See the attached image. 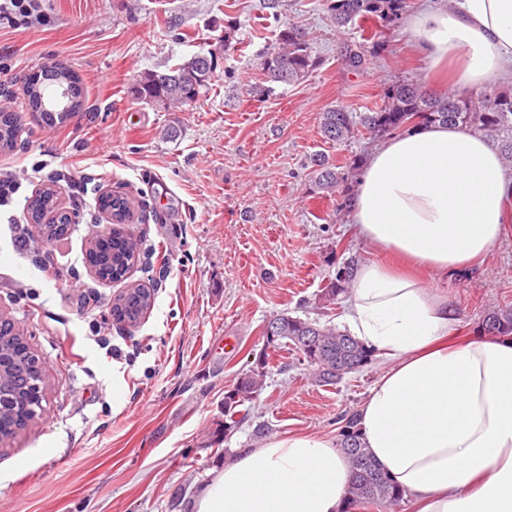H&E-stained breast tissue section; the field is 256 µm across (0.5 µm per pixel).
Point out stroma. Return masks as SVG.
Masks as SVG:
<instances>
[{
	"label": "stroma",
	"instance_id": "1",
	"mask_svg": "<svg viewBox=\"0 0 512 512\" xmlns=\"http://www.w3.org/2000/svg\"><path fill=\"white\" fill-rule=\"evenodd\" d=\"M46 9L48 25H0L9 93L0 109L16 112L20 127L15 148L0 152V174L23 177L47 153L56 169L90 174L89 192L127 193L136 201L127 229L144 256L126 279L99 283L85 252L108 216L72 206L58 182L74 221L59 271L80 283L60 292L0 220V317L24 331L48 381L43 415L0 442V512H192L226 454L274 437L338 439L340 416L358 410L380 376L376 359L320 387L280 349L246 422L225 449L210 445L224 393L263 348L268 320L286 312L344 329L343 305L321 309L316 295L344 262L371 257L339 197L314 192L310 159H364L374 144L326 142L320 112L364 111L403 79L430 90L427 67L403 19L362 69L345 68L361 30H338L326 0H46ZM289 23L306 29L318 66L258 94L260 58ZM212 48L218 68L191 104L167 109L129 95L140 72ZM55 63L79 76L86 110L48 127L24 108L23 85ZM138 284L152 290L150 309L137 324L114 321V299ZM448 291L461 336L478 335L485 312L512 306V199L501 242ZM227 337L235 351L216 353Z\"/></svg>",
	"mask_w": 512,
	"mask_h": 512
}]
</instances>
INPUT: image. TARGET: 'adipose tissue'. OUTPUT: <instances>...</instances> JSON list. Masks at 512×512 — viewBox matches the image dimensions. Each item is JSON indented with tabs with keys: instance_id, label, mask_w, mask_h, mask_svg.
Segmentation results:
<instances>
[{
	"instance_id": "adipose-tissue-1",
	"label": "adipose tissue",
	"mask_w": 512,
	"mask_h": 512,
	"mask_svg": "<svg viewBox=\"0 0 512 512\" xmlns=\"http://www.w3.org/2000/svg\"><path fill=\"white\" fill-rule=\"evenodd\" d=\"M409 26L416 52L458 89L512 72V0H428ZM510 197L496 146L441 125L383 141L352 196L374 257L353 272L345 322L386 362L356 429L418 512H512V340L453 338L447 291L499 242ZM349 475L331 439L276 437L212 470L194 510L342 512Z\"/></svg>"
}]
</instances>
